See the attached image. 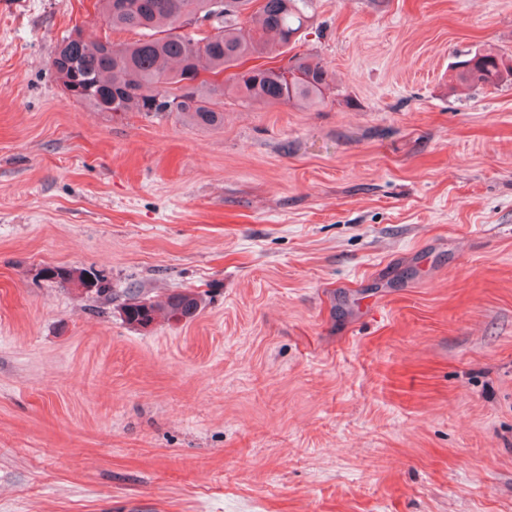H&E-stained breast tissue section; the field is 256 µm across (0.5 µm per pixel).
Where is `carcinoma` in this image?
Wrapping results in <instances>:
<instances>
[{"label": "carcinoma", "instance_id": "obj_1", "mask_svg": "<svg viewBox=\"0 0 512 512\" xmlns=\"http://www.w3.org/2000/svg\"><path fill=\"white\" fill-rule=\"evenodd\" d=\"M312 0H259L249 17L242 16L254 0H99L105 25L134 31L139 39L114 42L109 37L64 38L57 46V64L73 74L70 98L105 112L116 102L121 112H161L159 99L177 102L176 112L195 125L224 122V97L244 102L292 104L310 108L325 99L329 74L312 55L292 57L301 77L287 84L277 70L254 66L232 76L224 87L220 76L250 56L286 46L308 22ZM200 14L211 20L205 36L183 26L182 17ZM507 57L479 49L455 67V79L465 88H498L512 79ZM90 272L47 266L40 276L63 286L82 287ZM201 304L191 291L163 300L134 294L121 305L130 325L192 318Z\"/></svg>", "mask_w": 512, "mask_h": 512}]
</instances>
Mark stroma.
I'll return each mask as SVG.
<instances>
[{
  "instance_id": "35a3bbf8",
  "label": "stroma",
  "mask_w": 512,
  "mask_h": 512,
  "mask_svg": "<svg viewBox=\"0 0 512 512\" xmlns=\"http://www.w3.org/2000/svg\"><path fill=\"white\" fill-rule=\"evenodd\" d=\"M96 3L0 0V512H512V0H312L324 102L211 127L64 94ZM468 58L459 61L455 67V79L459 86L465 88H498L512 79V67L504 66L506 60H511L503 54L491 49H479L467 55ZM469 65L468 68H461ZM92 273L87 270H76L61 266H47L40 271V276L60 283L63 286L82 288L83 283ZM201 304L199 296L191 291L168 295L164 300L132 294L121 305L123 320L133 326H149L160 319L180 321L192 318Z\"/></svg>"
}]
</instances>
